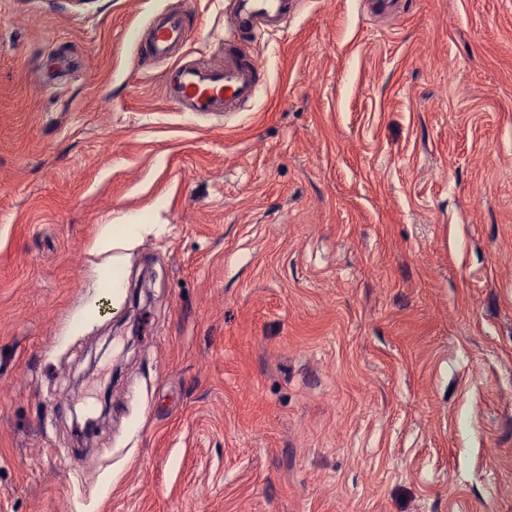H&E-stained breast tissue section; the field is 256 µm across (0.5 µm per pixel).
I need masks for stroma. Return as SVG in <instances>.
I'll use <instances>...</instances> for the list:
<instances>
[{"instance_id": "stroma-1", "label": "stroma", "mask_w": 512, "mask_h": 512, "mask_svg": "<svg viewBox=\"0 0 512 512\" xmlns=\"http://www.w3.org/2000/svg\"><path fill=\"white\" fill-rule=\"evenodd\" d=\"M228 11L0 0V512H512V0H303L178 111ZM299 0H233V30L224 36V63H180L169 80V99L181 112L205 116L239 112L251 103L267 73L266 63L245 42L281 31L294 17ZM241 38L243 40L241 41ZM146 55L154 60L171 58L187 41L184 13L164 9L154 14L145 27ZM162 224H105L95 242V248H107L112 243V248H132L145 231L161 230Z\"/></svg>"}]
</instances>
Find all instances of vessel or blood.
<instances>
[{"label": "vessel or blood", "mask_w": 512, "mask_h": 512, "mask_svg": "<svg viewBox=\"0 0 512 512\" xmlns=\"http://www.w3.org/2000/svg\"><path fill=\"white\" fill-rule=\"evenodd\" d=\"M299 0H232L233 29L224 37V63L204 66L179 64L167 85L169 99L183 112L205 116L237 112L251 103L267 72L266 63L245 48L267 34L282 30L294 17ZM187 41L182 11L164 9L145 27L146 54L155 60L171 58Z\"/></svg>", "instance_id": "1"}]
</instances>
